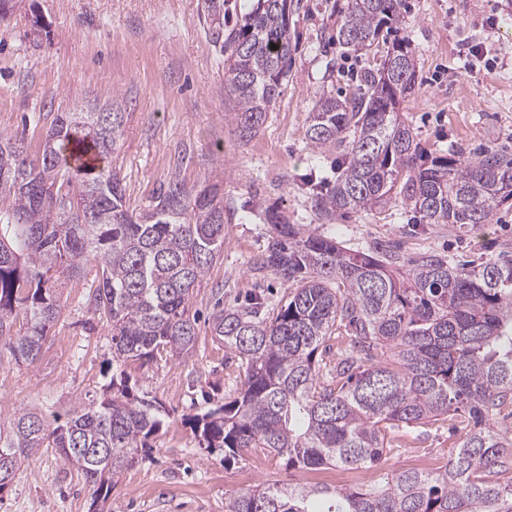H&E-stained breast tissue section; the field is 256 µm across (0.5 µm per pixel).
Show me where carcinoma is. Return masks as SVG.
Listing matches in <instances>:
<instances>
[{
  "instance_id": "obj_1",
  "label": "carcinoma",
  "mask_w": 512,
  "mask_h": 512,
  "mask_svg": "<svg viewBox=\"0 0 512 512\" xmlns=\"http://www.w3.org/2000/svg\"><path fill=\"white\" fill-rule=\"evenodd\" d=\"M402 0H350L336 41L354 51L379 44L400 19ZM288 0H257L212 38L224 53L232 120L251 139L288 77ZM276 45L271 49L270 45ZM416 81L411 44L392 43L367 90L322 94L306 138L340 151L336 181L314 196L327 222L401 203L425 224L461 230L491 223L512 200V157L425 156L398 111ZM124 113L116 102L56 113L42 135V162L23 140L0 133V347L32 364L57 321L61 279L92 261L95 310L112 321V361L185 356L194 347V289L224 255L218 188L200 191L174 174L147 209L130 212L105 161L116 152ZM255 262L288 284L269 313L259 299L224 308L212 332L244 370L237 396L190 419L199 445L231 461L254 448L287 457L288 469L383 467L386 432L446 416L466 434L436 471L395 470L365 488L276 481L224 499V512H512V432L496 416L512 406V259L452 264L426 253L411 261L379 247L346 248L290 224L276 210ZM25 324L17 326L19 317ZM353 336L336 364H321L340 329ZM391 351L369 366L372 351ZM163 425L152 402L125 379L81 398L54 425L25 409L0 431V474L17 478L32 454L52 448L107 501L112 479Z\"/></svg>"
}]
</instances>
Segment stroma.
Segmentation results:
<instances>
[{
	"instance_id": "35a3bbf8",
	"label": "stroma",
	"mask_w": 512,
	"mask_h": 512,
	"mask_svg": "<svg viewBox=\"0 0 512 512\" xmlns=\"http://www.w3.org/2000/svg\"><path fill=\"white\" fill-rule=\"evenodd\" d=\"M347 3L292 0L288 79L247 141L229 116L224 56L212 41L205 0H22L0 24V132L24 137L30 157H38L56 113L115 100L124 126L112 166L130 210L146 209L175 174L198 190L220 185L224 196V255L194 290L197 342L188 357L113 362L112 325L90 305L92 266L65 282L62 312L36 362L19 365L0 352L1 424L27 408L66 415L117 373L136 395L166 409L149 448L113 481L105 512H224L228 496L290 476L347 488L377 479V471L359 469L346 480L336 466L292 474L285 457L259 450L228 462L222 451L200 448L188 422L236 396L244 379L211 333L215 305L258 291L273 302L288 294L271 272L251 269L269 236L267 209L351 249L380 243L412 257L442 253L456 263L512 252V202L469 231L410 223L399 206L322 223L312 187L335 180L338 158L309 146L310 112L321 93L360 92L383 56L334 42ZM401 12L391 36L411 44L418 79L400 108L427 154L472 159L494 148L512 156V0H402ZM463 437L461 425L444 418L417 439L408 428H393L386 466L409 468L422 455L439 467ZM92 510L82 477L51 449L30 456L0 491V512Z\"/></svg>"
}]
</instances>
